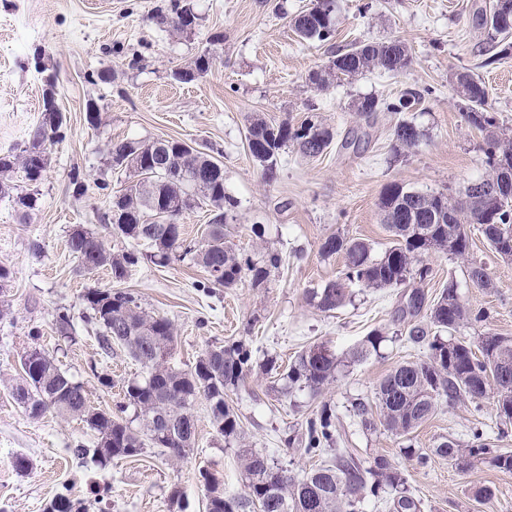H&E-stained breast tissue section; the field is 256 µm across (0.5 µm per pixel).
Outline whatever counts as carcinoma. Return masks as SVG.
<instances>
[{
	"instance_id": "cac0c4a2",
	"label": "carcinoma",
	"mask_w": 512,
	"mask_h": 512,
	"mask_svg": "<svg viewBox=\"0 0 512 512\" xmlns=\"http://www.w3.org/2000/svg\"><path fill=\"white\" fill-rule=\"evenodd\" d=\"M499 2L491 0L473 13L476 24L488 31L493 42L512 36V9H501ZM185 8L181 0H170L167 7L156 12V22L179 33ZM290 24L301 39L325 42L333 35L334 11L315 0L312 6L292 16ZM412 62L407 45L399 39L359 42L336 51L328 65L309 77V82L324 90L342 77L375 70L398 74L410 68ZM454 80L469 122L485 133L482 150L490 172L482 182L497 181L506 170L512 177V141L495 130L485 83L468 70L456 72ZM421 99L422 94L411 91L389 103L365 96L359 99L357 111L368 119L376 112H405ZM65 129L59 124L47 130L39 124L19 152L0 154V195L15 194V204L24 218L35 209L37 198L17 191L16 185L10 183L12 174L20 171L26 181H31L35 163L47 167L49 147L63 139ZM318 136L320 142L312 146L305 141L304 125L294 126L287 121L274 125L258 118L249 127L248 149L270 180L282 147L290 144L302 156L316 158L330 147L336 133L320 123ZM422 137L423 132L415 123L398 121L393 131L394 153L417 146ZM156 144L155 140L129 139L111 145L112 165L129 172L127 186L112 196L113 230L136 244H150L153 251L149 258L157 266L164 267L175 257H190L207 274L206 281L197 284L199 288L210 284L234 288L244 279L255 286L267 282L271 272L283 265L279 252L268 250L255 260L227 244L224 227L236 200L224 191L223 163L181 140L170 139L162 148ZM157 194L171 209L167 218L157 216L153 210ZM203 206L212 212L205 236L199 241L189 239L178 219L182 213ZM379 208L382 224L393 237L380 256H374L371 244L362 239L336 233L322 240L320 253L341 254L345 263L335 279L308 292L309 303L319 311L329 313L343 307L354 286L381 290L401 286L410 278H425L429 268L423 265L424 258L435 252L465 257L470 249L467 224L481 225L496 252L512 259V201L507 199L476 202L467 187L460 198L452 200L392 183L384 188ZM68 245L80 271L91 274L105 269L116 283L123 282L143 258L135 247L119 253L110 251L100 237L80 224L71 229ZM411 296L417 305L412 310L401 309L402 314L415 317L425 306L428 313L426 320L410 325L407 340L425 348L426 356L396 366L379 382L375 399L383 425L406 438L441 404H477L490 391L497 395L502 422L511 423L512 340L487 333L478 338L475 346L463 337L453 336L461 327L482 320L484 314L473 313L451 284L444 286L428 306L424 292L415 289ZM83 302L90 321L99 328L102 348L108 351L114 344L124 347L144 369L145 376L128 382L122 401L113 410L105 411L93 407L83 384L63 372L43 349L33 345L21 355L23 375L12 387L14 400L33 416L51 410L60 417L85 423L95 433L94 448L78 444L70 449L74 457L90 455L105 465L114 459L138 456L149 445L169 458L183 459L194 447L196 423L191 407L200 395L209 401L216 431L229 441L241 442L239 416L225 396L242 386L254 370L253 352L244 341L208 347L194 367L178 371L168 364L175 334L167 317L145 312L132 293L120 289L90 288L83 295ZM381 339L380 331H371L352 350L350 362H360L377 351ZM338 365L336 353L317 344L300 351L285 368L274 358L262 360L259 367L267 375H279L284 381L280 393L286 395L296 384L320 391L334 380ZM296 441L287 437L283 444L288 448ZM297 442L312 457L332 449L337 443L333 411L324 406L310 417ZM434 454L457 465L488 462L512 471V455L491 447L484 431L478 428L464 443L448 439L438 443ZM238 457L246 481L242 494L226 495L218 478L201 474L207 512H254L258 504L264 507L263 512H362L367 496L377 498L388 492L389 512H421V502L405 486L402 471L383 455L365 465L346 449L338 448L330 463L297 477L274 466L259 449L243 445L238 448ZM47 512L80 509L69 496L58 494Z\"/></svg>"
}]
</instances>
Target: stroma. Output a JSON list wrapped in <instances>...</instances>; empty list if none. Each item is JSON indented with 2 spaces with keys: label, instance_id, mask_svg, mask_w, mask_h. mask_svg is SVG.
Returning a JSON list of instances; mask_svg holds the SVG:
<instances>
[{
  "label": "stroma",
  "instance_id": "35a3bbf8",
  "mask_svg": "<svg viewBox=\"0 0 512 512\" xmlns=\"http://www.w3.org/2000/svg\"><path fill=\"white\" fill-rule=\"evenodd\" d=\"M169 0H0V153L23 146L38 124L43 73L55 72L58 102L66 115L62 141L49 150L47 169L35 192L37 206L20 221L9 197L0 196V265L13 279L0 299V512H46L62 489L80 501L85 512H167L172 489H179L182 512H205L202 472L215 474L226 494L244 492L236 448L225 445L210 421L209 403L197 397L193 450L180 461L158 449L100 465L75 459L76 442L94 446L96 438L80 421L53 413L34 417L11 397L21 374L20 357L39 344L68 375L83 383L92 405L112 409L129 380L142 369L120 345L103 351L97 330L87 322L82 296L90 288H108L106 271L85 274L68 247L69 231L84 225L112 251L131 248L113 234L107 220L110 193L124 187L128 172L110 163V144L126 139L174 138L219 155L224 187L238 205L227 226L236 251L259 256L282 252L283 267L259 287L242 281L233 288L196 286L204 272L187 259L159 267L142 260L122 290L137 297L148 312L173 324L176 349L172 368L187 371L210 345L245 341L255 359L276 357L285 365L302 349L317 343L331 347L341 361L334 382L321 391L293 389L281 397L273 376L253 371L228 400L238 409L246 445L265 451L288 474L322 464L299 446L284 447V436H300L306 419L322 405L336 411L338 447L358 459L383 455L400 467L422 512H512V472L484 463L462 468L443 459L419 467L403 453L405 444L426 452L446 438L467 441L472 428L484 429L489 442L512 452V424L500 422L495 397L480 406L462 402L441 405L403 440L382 425L365 431L347 408L354 399L373 400L383 377L400 363L423 358L407 343L408 322L399 309L411 289L427 298L455 284L461 300L485 312L483 321L459 330L470 341L487 333L512 339V260L497 254L479 225H467V258L433 254L426 280L382 290L354 289L342 308L324 313L306 293L335 279L342 256H323V238L338 233L366 240L382 254L390 236L381 222L379 198L387 184L458 198L463 188L488 173L480 149L483 135L466 116L453 75L469 70L489 90L490 112L497 129L512 135V51L495 56L473 13L485 0H336L335 31L326 42L301 41L289 24L292 14L311 0H189L199 16L191 32L175 35L154 15ZM221 33L222 43L210 37ZM398 38L413 64L398 75L377 71L344 78L321 91L308 81L337 50L360 41ZM215 49L211 70L195 82H176L172 73ZM423 92L422 102L407 112L424 136L419 145L394 153L393 128L398 114L376 113L365 119L357 101L372 95L387 101L408 90ZM101 114L98 126L86 121L88 109ZM314 117L338 136L357 135L355 145L332 144L318 158L281 150L276 175L265 179L247 147L250 123H300ZM79 173L86 191L77 196L70 183ZM264 235L255 237L252 225ZM40 254H33L32 244ZM482 264L492 288L475 285L472 263ZM67 312L70 337L57 330L59 312ZM40 336L31 339L29 331ZM383 340L377 353L360 363L348 356L372 330ZM110 385H103L102 377ZM26 454L31 467L17 472L13 460ZM494 489L484 503L479 488Z\"/></svg>",
  "mask_w": 512,
  "mask_h": 512
}]
</instances>
